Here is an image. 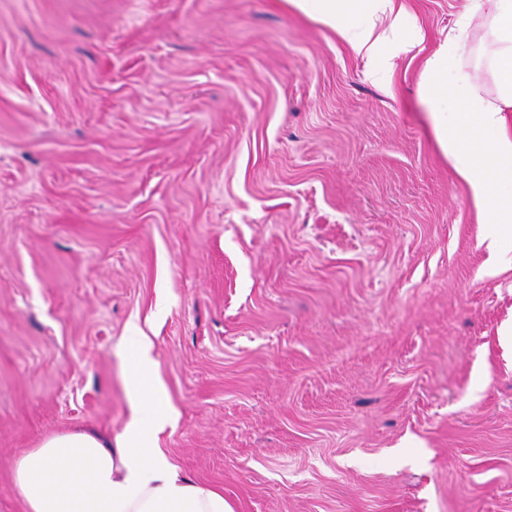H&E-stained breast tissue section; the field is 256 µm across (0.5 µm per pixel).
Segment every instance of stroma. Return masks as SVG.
<instances>
[{
  "mask_svg": "<svg viewBox=\"0 0 512 512\" xmlns=\"http://www.w3.org/2000/svg\"><path fill=\"white\" fill-rule=\"evenodd\" d=\"M463 4L407 0L388 92L287 0H0V512L44 439L123 432L133 327L234 512H512V233L417 85Z\"/></svg>",
  "mask_w": 512,
  "mask_h": 512,
  "instance_id": "35a3bbf8",
  "label": "stroma"
}]
</instances>
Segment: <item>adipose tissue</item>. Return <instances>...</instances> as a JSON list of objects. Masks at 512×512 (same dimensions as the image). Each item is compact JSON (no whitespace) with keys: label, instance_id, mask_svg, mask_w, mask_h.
Here are the masks:
<instances>
[{"label":"adipose tissue","instance_id":"adipose-tissue-1","mask_svg":"<svg viewBox=\"0 0 512 512\" xmlns=\"http://www.w3.org/2000/svg\"><path fill=\"white\" fill-rule=\"evenodd\" d=\"M472 11L489 5L496 44V102L473 93V78L456 66L467 39L460 20L442 48L421 70L420 97L436 141L467 185L488 224L512 223V0H471ZM329 28L364 59L368 73L392 87L393 72L381 51L390 34L407 32L404 51L425 39L402 0H289ZM126 386L133 414L115 441L75 431L46 439L22 456L14 484L27 512H233L221 489L182 475L155 439L172 422V409L155 375L151 346L127 340Z\"/></svg>","mask_w":512,"mask_h":512}]
</instances>
